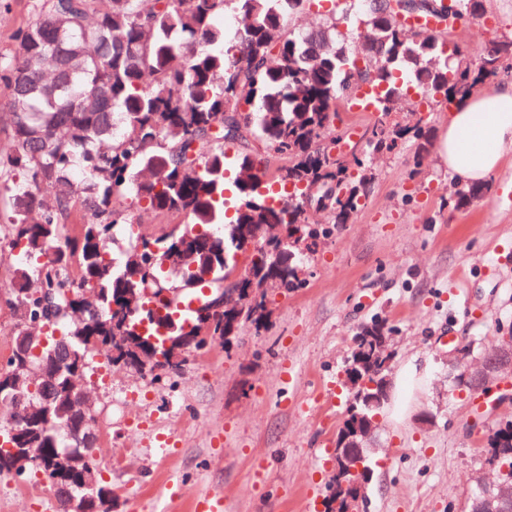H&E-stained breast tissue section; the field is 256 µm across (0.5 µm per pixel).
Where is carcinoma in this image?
Instances as JSON below:
<instances>
[{
	"label": "carcinoma",
	"mask_w": 512,
	"mask_h": 512,
	"mask_svg": "<svg viewBox=\"0 0 512 512\" xmlns=\"http://www.w3.org/2000/svg\"><path fill=\"white\" fill-rule=\"evenodd\" d=\"M425 15L435 25L409 31L386 0H43L42 16L19 31L20 55L3 68L9 89L10 148L0 154V250L20 249L14 279L0 283L12 308L28 323L60 332L82 373L99 354L112 359V337L134 336L139 315L127 314L126 295L153 305L168 320L172 302L154 297L207 275L226 288L252 285L261 295L236 314L238 331L266 326L272 297L306 285L298 276L304 251L275 264L272 250L245 245L269 224L300 225L304 236L327 234L310 220L324 211L345 224L363 206L373 179L371 158L393 149L407 133L426 138V123L395 129L377 120L359 146L336 126L337 108L369 87L366 99L380 115L422 94L440 104L490 86L512 57V40H493L479 54H465L448 36L454 24L479 19L480 0H451ZM232 11L243 26L230 39L216 18ZM324 16L317 28L293 24L300 14ZM346 30H340V25ZM62 57L66 71L49 74ZM284 164L271 168L270 159ZM46 186L51 199L38 191ZM483 196V186L455 184L450 201L461 208ZM178 214L155 237L142 234L134 210ZM76 229L68 234V226ZM217 227L215 241L188 246L178 267L166 268L164 250L195 228ZM122 230L134 239L120 262L110 244ZM93 298L96 311L75 319L40 320L46 299L67 307ZM390 330L361 326L347 365L363 377L389 376L390 366L370 354L388 346ZM46 407L21 447L55 458L64 427L76 423L78 405L68 373L42 388L28 373L0 387V404L17 400ZM373 407L354 400L338 428L351 431ZM92 441L61 467L98 471ZM512 460V419L489 438L486 462ZM62 512L70 497L42 468ZM332 477L327 504L346 512L349 490Z\"/></svg>",
	"instance_id": "carcinoma-1"
}]
</instances>
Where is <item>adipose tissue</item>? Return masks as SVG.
<instances>
[{
	"label": "adipose tissue",
	"mask_w": 512,
	"mask_h": 512,
	"mask_svg": "<svg viewBox=\"0 0 512 512\" xmlns=\"http://www.w3.org/2000/svg\"><path fill=\"white\" fill-rule=\"evenodd\" d=\"M511 151L512 82L456 100L439 142L452 176L465 183L483 182Z\"/></svg>",
	"instance_id": "obj_1"
}]
</instances>
